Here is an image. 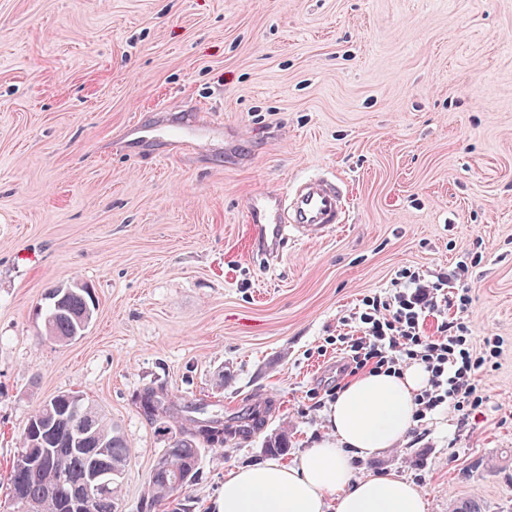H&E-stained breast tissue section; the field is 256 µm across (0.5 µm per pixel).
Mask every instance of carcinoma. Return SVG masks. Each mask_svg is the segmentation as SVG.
<instances>
[{"instance_id":"1","label":"carcinoma","mask_w":512,"mask_h":512,"mask_svg":"<svg viewBox=\"0 0 512 512\" xmlns=\"http://www.w3.org/2000/svg\"><path fill=\"white\" fill-rule=\"evenodd\" d=\"M45 312L47 335L72 341L82 335L88 316L95 313V296L84 286L58 287L49 293ZM135 404L150 421L167 424L171 437L151 470L146 502L181 512L179 494L192 483L204 453L224 447L233 432L218 437L203 434L192 425V414L207 411L204 402H176L165 385L148 386ZM91 421L89 432L78 436L80 418ZM130 448L112 423L84 395L60 393L46 401L29 420L21 451L12 462L9 495L16 508L34 512H65V506L82 493L90 471L112 474V482L89 503L88 512H118L120 475Z\"/></svg>"}]
</instances>
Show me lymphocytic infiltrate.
<instances>
[{
  "label": "lymphocytic infiltrate",
  "instance_id": "lymphocytic-infiltrate-1",
  "mask_svg": "<svg viewBox=\"0 0 512 512\" xmlns=\"http://www.w3.org/2000/svg\"><path fill=\"white\" fill-rule=\"evenodd\" d=\"M469 304L468 291L449 287L446 279L428 283L418 272L404 271L389 297L363 300L345 316L348 331L338 342L359 369L397 370L410 361L423 364L430 377L418 399V419L444 406L468 416L483 403L475 384L483 360L470 348V327L461 317ZM452 309L457 312L453 320L447 317ZM430 315L441 319L433 336L423 329Z\"/></svg>",
  "mask_w": 512,
  "mask_h": 512
}]
</instances>
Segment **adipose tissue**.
I'll use <instances>...</instances> for the list:
<instances>
[{
	"label": "adipose tissue",
	"mask_w": 512,
	"mask_h": 512,
	"mask_svg": "<svg viewBox=\"0 0 512 512\" xmlns=\"http://www.w3.org/2000/svg\"><path fill=\"white\" fill-rule=\"evenodd\" d=\"M428 378L419 363L357 376L328 406L329 438L289 465L232 469L213 512H428L424 490L405 478L390 472L358 477L351 465L405 444Z\"/></svg>",
	"instance_id": "ef3b65f1"
}]
</instances>
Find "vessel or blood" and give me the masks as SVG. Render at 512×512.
<instances>
[{
  "label": "vessel or blood",
  "instance_id": "obj_1",
  "mask_svg": "<svg viewBox=\"0 0 512 512\" xmlns=\"http://www.w3.org/2000/svg\"><path fill=\"white\" fill-rule=\"evenodd\" d=\"M345 188L336 177L310 175L282 193H260L247 202L252 252L267 263L280 259L291 235L320 239L346 223Z\"/></svg>",
  "mask_w": 512,
  "mask_h": 512
}]
</instances>
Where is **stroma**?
Listing matches in <instances>:
<instances>
[{"instance_id":"stroma-1","label":"stroma","mask_w":512,"mask_h":512,"mask_svg":"<svg viewBox=\"0 0 512 512\" xmlns=\"http://www.w3.org/2000/svg\"><path fill=\"white\" fill-rule=\"evenodd\" d=\"M205 119L206 149L151 136ZM318 173L346 224L252 256L248 199ZM405 267L468 289L484 416L439 409L354 471L428 512H512V0H0V512L30 417L71 391L131 449L119 512H145L169 437L134 404L153 383L269 409L183 491L210 512L270 437L289 463L328 436L341 318ZM75 283L98 307L59 343L48 293Z\"/></svg>"}]
</instances>
